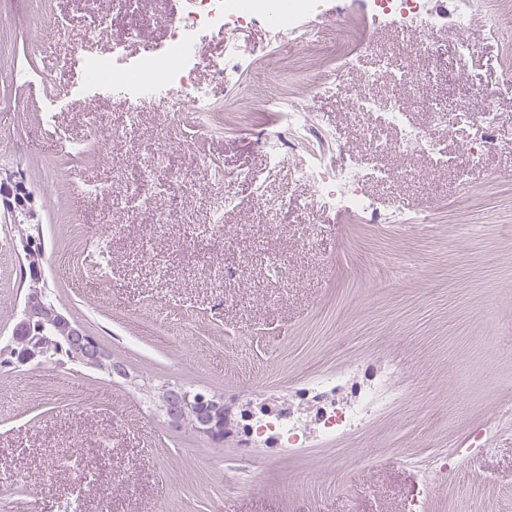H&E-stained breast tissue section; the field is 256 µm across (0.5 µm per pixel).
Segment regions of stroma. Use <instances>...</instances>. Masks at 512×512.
<instances>
[{"mask_svg": "<svg viewBox=\"0 0 512 512\" xmlns=\"http://www.w3.org/2000/svg\"><path fill=\"white\" fill-rule=\"evenodd\" d=\"M341 39L322 50L289 36L272 43L262 26L243 29L251 50L240 80L263 86L249 98L223 96L201 118L176 127L170 113L148 110L128 128L130 105L103 100L102 130L92 136L74 95L82 79L68 27L106 0H0V169L24 171L35 196L45 249L43 281L54 302L123 362L131 382L64 363L0 367V512H512V92L500 72L512 45L484 22L467 32L443 28L430 56L426 94L448 111L470 98L473 81L492 96L499 146L461 172L431 170L420 157L382 158L413 169L409 183L372 182L386 206L424 211L426 224H367L308 207L313 191L291 166L267 173L256 129L273 125L265 96L318 113L349 157L365 152L363 115L351 93L376 52L410 54L411 36L369 24L362 0H343ZM185 0H146L144 32L125 37L116 25L102 45L123 42L147 58L163 44V17ZM63 20L53 30L44 16ZM477 44L467 68L455 46ZM367 37L373 52L359 54ZM359 54L357 67L345 59ZM59 60L56 82H19L44 58ZM341 71L342 96L313 92V81ZM59 101V134L39 124L36 106ZM203 128L224 182L213 180L176 132ZM85 144L62 154L59 135ZM170 142L161 179L180 177L174 194L131 211L122 195L83 200L73 181L136 179L154 142ZM265 178L268 196L292 206L270 229L251 181ZM228 193L233 209L213 230L211 199ZM175 212L155 226L158 209ZM17 226L0 220V340L10 337L23 303L27 262ZM399 366L403 400L358 429L333 437L310 433L299 448L256 445L242 458L234 439L217 443L172 429L143 403V388L176 381L225 401L293 400L311 380L347 376L365 382ZM490 428L487 447L465 453L470 434ZM371 455L362 464V455ZM456 466L453 484L425 494L422 473L442 456ZM237 476L227 488L225 474Z\"/></svg>", "mask_w": 512, "mask_h": 512, "instance_id": "1", "label": "stroma"}]
</instances>
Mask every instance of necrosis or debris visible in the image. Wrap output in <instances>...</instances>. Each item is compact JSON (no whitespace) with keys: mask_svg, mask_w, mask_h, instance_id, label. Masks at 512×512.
<instances>
[{"mask_svg":"<svg viewBox=\"0 0 512 512\" xmlns=\"http://www.w3.org/2000/svg\"><path fill=\"white\" fill-rule=\"evenodd\" d=\"M142 4L143 0H110L105 12L93 13L86 24L71 34L75 48L83 52L85 80L77 95L87 106L89 127H96V106L107 96L109 84L115 78L120 81L124 100L144 108L167 106L181 115L209 112L216 97L225 90L247 96L239 77L248 54L234 35L249 26L263 25L276 42L295 35L322 48L331 46L337 36L331 0H188L187 8L170 20L165 44L157 55L127 57L119 42L105 53H84L86 44L118 22L125 25L128 36H139ZM487 4L488 0H454V9L447 14L436 9L432 0H365V9L374 24L415 33L413 53L425 56L431 52L442 27L469 28ZM206 33L223 35L224 61L211 81L202 84L196 80V69L203 54L201 38ZM381 80L387 83L389 92L379 96L371 88ZM362 83L354 97V107L368 118L359 131L367 147L364 158L334 163L333 156L341 146L321 121L299 105L272 97L268 103L276 108L277 121L274 127L259 132L267 165L273 170L295 160L298 180L313 190L311 208L354 214L370 224L428 223L425 212L411 216L389 212L368 193L367 181L405 182L415 177L413 171H394L379 165V158L389 154L421 155L435 169L466 170L479 165L499 145L495 109L476 92L459 111H445L425 100L422 73L410 60L397 62L385 53L378 56L374 70L363 76ZM165 86L179 91L177 102L167 105L157 99V88ZM419 103L429 114L428 125H420L412 118L413 107ZM307 137L318 138L322 150L295 157L296 144ZM168 159L166 144H156L149 168L140 173L136 182H127L120 176L113 185H86L80 192L92 199L119 193L132 206L149 205L157 195L154 172L166 167ZM346 388V383L340 381H317L297 396L299 403L312 407L314 426L324 436L341 435L361 426L382 403L378 392L360 390L353 402L338 404L336 397ZM268 435L277 436L280 444L299 447L307 432L296 407L289 408L287 415L280 418H265L239 430L236 440L242 457H249L255 442Z\"/></svg>","mask_w":512,"mask_h":512,"instance_id":"obj_1","label":"necrosis or debris"}]
</instances>
